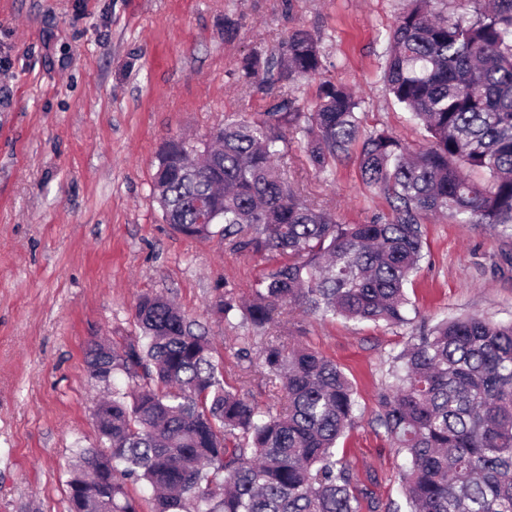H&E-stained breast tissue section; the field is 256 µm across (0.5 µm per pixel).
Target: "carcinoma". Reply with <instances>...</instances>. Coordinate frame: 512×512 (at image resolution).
I'll use <instances>...</instances> for the list:
<instances>
[{
    "mask_svg": "<svg viewBox=\"0 0 512 512\" xmlns=\"http://www.w3.org/2000/svg\"><path fill=\"white\" fill-rule=\"evenodd\" d=\"M387 34L384 84L429 134L411 150L384 131L363 135L359 101L329 81L302 112L281 100L271 120L231 119L194 147L165 142L153 191L165 221L210 237L222 225L232 253L271 255L250 298L226 291L211 310L268 333L259 355L282 380L278 408L224 385L210 339L162 296L135 307L140 335L121 350L92 341L90 377L110 366L155 383L112 390L98 404L97 448H78L69 497L112 485L93 512H137L127 484L145 483L155 512H360L338 440L356 423V390L336 365L288 348L286 309L412 324L406 287L425 258L420 217L486 224L512 238V0H488L470 17L461 0L436 12L409 0ZM279 79L322 68L307 33L294 32L276 57ZM291 129L327 172L357 155L365 184L381 191L393 218L341 224L295 189L278 161ZM377 431L405 458L407 512H512V320L479 315L421 321L389 357Z\"/></svg>",
    "mask_w": 512,
    "mask_h": 512,
    "instance_id": "carcinoma-1",
    "label": "carcinoma"
}]
</instances>
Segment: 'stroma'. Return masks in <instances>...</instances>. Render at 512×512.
<instances>
[{"label":"stroma","instance_id":"35a3bbf8","mask_svg":"<svg viewBox=\"0 0 512 512\" xmlns=\"http://www.w3.org/2000/svg\"><path fill=\"white\" fill-rule=\"evenodd\" d=\"M407 0H0V512H70L68 465L97 444L103 384L89 377V341L137 336L140 295L161 294L205 329L224 382L274 402L279 386L240 348L258 337L212 315L224 291L249 296L268 265L225 251L220 236L186 237L153 193L156 155L169 139L207 135L224 119L265 118L284 97L310 111L324 82L357 95L364 132L412 149L423 127L382 83L384 35ZM317 41L319 74L275 81L264 67L296 30ZM258 61L251 78L246 60ZM293 186L343 224L391 218L356 158L333 175L289 139ZM426 258L410 300L432 319H512V239L483 224L428 217ZM290 343L320 352L353 383L363 416L340 440L354 484L372 501L404 504L401 465L373 424L387 360L411 326L295 311Z\"/></svg>","mask_w":512,"mask_h":512}]
</instances>
